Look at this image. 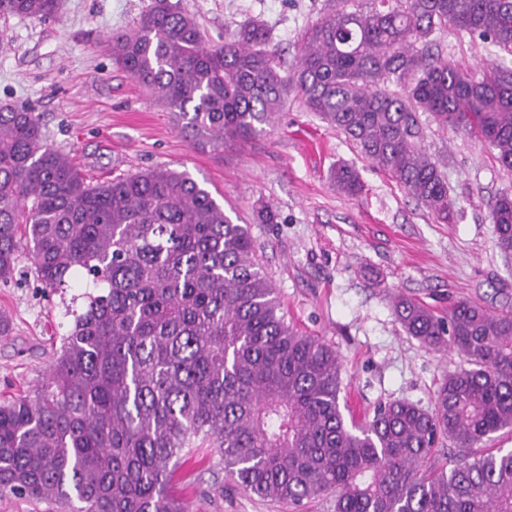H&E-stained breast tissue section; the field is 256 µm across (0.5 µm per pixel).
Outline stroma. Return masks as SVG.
Returning a JSON list of instances; mask_svg holds the SVG:
<instances>
[{
    "mask_svg": "<svg viewBox=\"0 0 512 512\" xmlns=\"http://www.w3.org/2000/svg\"><path fill=\"white\" fill-rule=\"evenodd\" d=\"M209 45L259 18L271 50L292 67L306 29L327 0H178ZM151 0H59L55 19L0 17V106L39 113L50 143L82 175L103 181L144 168L185 169L204 182L225 212L250 225L257 256L271 276L290 322L339 351L341 402L355 415L380 403L429 406L445 372L463 368L454 353L422 346L392 308L402 292L433 307L468 298L498 311L512 303V258L495 246L490 210L512 191V170L468 135L445 131L422 114V146L441 160L454 202L451 222H438L377 169L340 132L307 111L296 94L267 132L215 149L194 144L178 120L112 61L113 35L133 29ZM444 56L474 70L512 55L449 30ZM355 168L363 184L349 196L333 185V167ZM269 207L271 224L255 223ZM85 288L69 280L43 289L27 256L13 278L0 279V400L44 380L55 349L85 309ZM170 491L189 512H289L287 505L246 493L224 476L216 449L206 448L175 474Z\"/></svg>",
    "mask_w": 512,
    "mask_h": 512,
    "instance_id": "1",
    "label": "stroma"
}]
</instances>
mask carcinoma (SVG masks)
<instances>
[{"label":"carcinoma","instance_id":"obj_1","mask_svg":"<svg viewBox=\"0 0 512 512\" xmlns=\"http://www.w3.org/2000/svg\"><path fill=\"white\" fill-rule=\"evenodd\" d=\"M58 0H0V17L46 21ZM455 28L512 52V0H331L283 69L252 20L208 47L193 17L153 0L112 37V59L182 121L222 147L266 132L288 93L344 133L435 218L453 217L448 181L421 148L419 113L463 132L512 169V70L472 72L434 52ZM333 181L361 190L340 166ZM512 254V195L490 212ZM43 287L73 273L99 290L32 392L0 402V495L64 512H188L168 486L182 460L214 447L245 492L300 507L332 493L336 512H512V308L459 299L441 314L398 293L405 332L469 368L444 376L431 405L379 404L347 419L341 358L299 332L235 224L186 170L155 167L91 184L47 142L40 115L0 107V278L20 252ZM453 443L449 466L430 464Z\"/></svg>","mask_w":512,"mask_h":512}]
</instances>
